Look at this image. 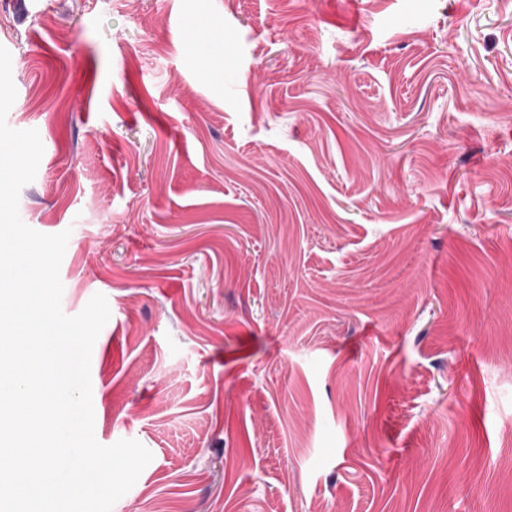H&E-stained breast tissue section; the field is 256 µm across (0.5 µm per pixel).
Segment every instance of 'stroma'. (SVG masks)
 Listing matches in <instances>:
<instances>
[{
	"mask_svg": "<svg viewBox=\"0 0 512 512\" xmlns=\"http://www.w3.org/2000/svg\"><path fill=\"white\" fill-rule=\"evenodd\" d=\"M26 5L19 214L153 455L112 512H512V0Z\"/></svg>",
	"mask_w": 512,
	"mask_h": 512,
	"instance_id": "1",
	"label": "stroma"
}]
</instances>
